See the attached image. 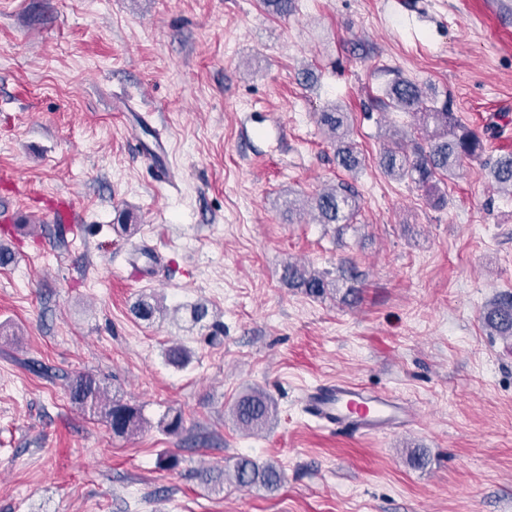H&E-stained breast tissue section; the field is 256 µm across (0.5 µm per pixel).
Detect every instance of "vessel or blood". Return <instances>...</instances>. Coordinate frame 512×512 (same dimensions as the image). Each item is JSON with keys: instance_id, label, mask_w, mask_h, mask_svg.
Segmentation results:
<instances>
[{"instance_id": "1", "label": "vessel or blood", "mask_w": 512, "mask_h": 512, "mask_svg": "<svg viewBox=\"0 0 512 512\" xmlns=\"http://www.w3.org/2000/svg\"><path fill=\"white\" fill-rule=\"evenodd\" d=\"M308 408L320 423L365 436H383L416 420L414 410L392 394L345 381L316 386L308 394Z\"/></svg>"}]
</instances>
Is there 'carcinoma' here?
<instances>
[{
	"mask_svg": "<svg viewBox=\"0 0 512 512\" xmlns=\"http://www.w3.org/2000/svg\"><path fill=\"white\" fill-rule=\"evenodd\" d=\"M269 12L286 17L295 9V0H263ZM426 94L417 82L401 76L387 84L384 108L409 112L417 118L421 140L404 137L390 138L380 154L379 166L390 178L407 180L420 187L436 188L443 176H452L465 160H479L485 154V135L464 125L453 111L450 98L441 103L425 102ZM318 125L336 145L338 166L355 174L361 158L354 143L349 140L348 115L334 106L318 113ZM490 175L498 189L512 195V155L497 158L490 166ZM360 209V197L348 182L328 186L311 199L310 213L318 224H347ZM282 280L314 298L340 296L349 306L357 303L358 290L352 286L340 292L335 280L324 273L308 270L305 265L288 260L283 265ZM134 316L153 322L168 312L163 299L155 294H144L133 305ZM484 329L491 335L512 337V293L484 309L481 316ZM192 358L191 351L183 345H173L165 350L166 361L175 367L186 366ZM71 401L94 412L103 410L104 418L117 436L134 434L141 429L140 411L114 399L103 406L105 390L99 379L90 374L77 376L70 384ZM277 413L276 404L261 389L251 388L242 393L230 408V416L244 432L262 431L272 424ZM202 484L211 491H224V483L233 482L241 487H259L267 492L276 491L282 483L283 472L273 464H259L249 457L236 460L233 470H202L198 473Z\"/></svg>",
	"mask_w": 512,
	"mask_h": 512,
	"instance_id": "obj_1",
	"label": "carcinoma"
}]
</instances>
